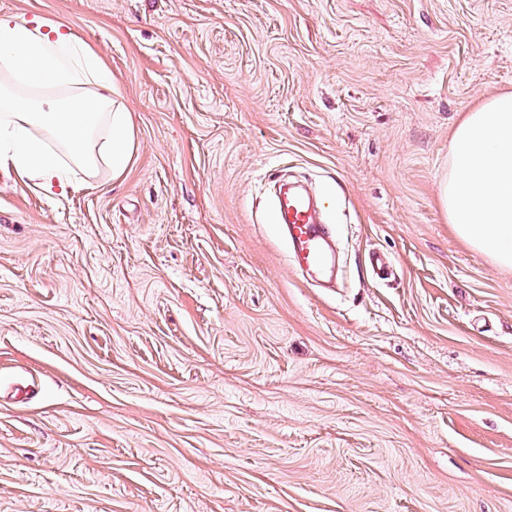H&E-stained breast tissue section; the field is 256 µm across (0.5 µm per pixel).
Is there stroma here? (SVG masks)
Instances as JSON below:
<instances>
[{
  "instance_id": "obj_1",
  "label": "stroma",
  "mask_w": 512,
  "mask_h": 512,
  "mask_svg": "<svg viewBox=\"0 0 512 512\" xmlns=\"http://www.w3.org/2000/svg\"><path fill=\"white\" fill-rule=\"evenodd\" d=\"M0 16L90 45L136 137L77 188L0 168V512H512V271L440 203L456 125L512 92V0ZM282 179L335 287L289 263Z\"/></svg>"
}]
</instances>
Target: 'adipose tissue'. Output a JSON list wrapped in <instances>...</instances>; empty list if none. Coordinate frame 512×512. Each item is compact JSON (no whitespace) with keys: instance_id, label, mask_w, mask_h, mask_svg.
<instances>
[{"instance_id":"ef3b65f1","label":"adipose tissue","mask_w":512,"mask_h":512,"mask_svg":"<svg viewBox=\"0 0 512 512\" xmlns=\"http://www.w3.org/2000/svg\"><path fill=\"white\" fill-rule=\"evenodd\" d=\"M112 73L60 25L0 17V165L41 188L67 186L75 166L127 167L131 115ZM440 199L455 235L512 269V93L467 112L450 144Z\"/></svg>"}]
</instances>
